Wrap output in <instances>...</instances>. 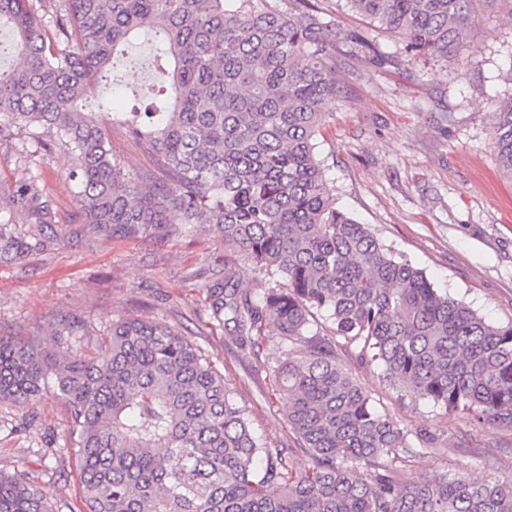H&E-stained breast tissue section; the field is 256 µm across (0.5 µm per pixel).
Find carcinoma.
<instances>
[{
  "instance_id": "obj_1",
  "label": "carcinoma",
  "mask_w": 512,
  "mask_h": 512,
  "mask_svg": "<svg viewBox=\"0 0 512 512\" xmlns=\"http://www.w3.org/2000/svg\"><path fill=\"white\" fill-rule=\"evenodd\" d=\"M413 57L466 62L473 0H346ZM21 65L0 72V140L19 137L21 174L0 216V262L59 244L33 172L71 156L72 223L105 237H170L212 227L226 254L199 293L208 324L260 362L287 407L296 447H271L210 354L174 328L130 317L94 347L64 351L0 336V403L52 395L65 406L80 512H512V480L409 477L420 455L345 368V344L390 385L512 430V324L452 298L336 202L316 136L348 71L399 57L343 33L311 0H0ZM150 34L155 93L122 69ZM132 93L112 111V86ZM97 111L86 112L87 100ZM491 140L512 178V97L493 103ZM119 124L155 163L112 152ZM242 258L258 271L245 288ZM327 315L329 330L314 329ZM55 336H84L69 317ZM278 341L279 357L261 355ZM0 512H54L38 487L0 474Z\"/></svg>"
}]
</instances>
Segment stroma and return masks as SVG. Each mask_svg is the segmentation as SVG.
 <instances>
[{
    "label": "stroma",
    "instance_id": "1",
    "mask_svg": "<svg viewBox=\"0 0 512 512\" xmlns=\"http://www.w3.org/2000/svg\"><path fill=\"white\" fill-rule=\"evenodd\" d=\"M471 60L454 69L403 54L401 39L374 37L398 66L348 76L336 110L317 136L338 206L369 225L395 254L424 269L436 287L464 300L486 321H512V181L498 168L489 127L492 99L512 94V20L489 0H475ZM70 156L55 151L39 166L56 211L54 249L23 266L0 263V336L65 346L50 325L78 316L87 343L113 322L137 316L187 334L223 363L224 377L246 404L255 432L273 447L291 440L283 403L266 397L257 363L232 339L208 336L209 313L198 286L224 243L218 231L165 239L71 236L74 185ZM381 410L412 432L432 431L411 465L413 478L459 472L472 479L512 477V431L476 424L392 388L378 367L347 361ZM63 404L45 396L0 404V473L45 490L55 512H79V481L66 446Z\"/></svg>",
    "mask_w": 512,
    "mask_h": 512
}]
</instances>
